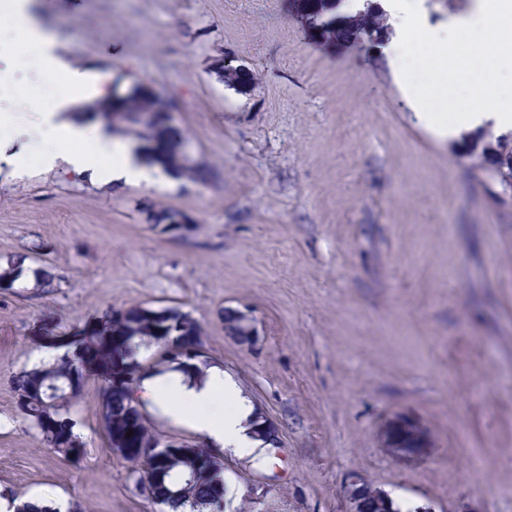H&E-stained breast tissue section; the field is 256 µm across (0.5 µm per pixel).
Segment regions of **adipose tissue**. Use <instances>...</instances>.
Instances as JSON below:
<instances>
[{
	"mask_svg": "<svg viewBox=\"0 0 512 512\" xmlns=\"http://www.w3.org/2000/svg\"><path fill=\"white\" fill-rule=\"evenodd\" d=\"M393 8L397 13L395 32L385 51L392 56L395 82L418 122L441 139L453 135L461 125L512 129V85L507 82L512 76V0H478L472 15L458 21L457 39L467 48L463 56L442 41L411 54L405 41L410 19L401 0H394ZM0 19L26 26L39 50L36 62L45 74L64 68L54 36L37 24L27 0H14L11 11ZM490 58L496 62L492 70L486 66ZM68 75L69 91L51 104L38 105V127L10 116L6 125L21 132L32 130L53 143L92 141L96 153L111 157L112 165L102 170L92 167L84 153L75 152L65 157L74 172L153 186L159 178L157 168L138 162L130 145L114 142L100 128L68 119V111L79 102L107 94L100 77L77 68ZM131 398L133 403L147 404L169 421L187 426L215 452L251 460L262 454L260 442L252 434L253 406L220 367L204 368L202 374L191 378L177 371L144 375Z\"/></svg>",
	"mask_w": 512,
	"mask_h": 512,
	"instance_id": "ef3b65f1",
	"label": "adipose tissue"
}]
</instances>
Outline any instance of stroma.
<instances>
[{"label": "stroma", "mask_w": 512, "mask_h": 512, "mask_svg": "<svg viewBox=\"0 0 512 512\" xmlns=\"http://www.w3.org/2000/svg\"><path fill=\"white\" fill-rule=\"evenodd\" d=\"M423 44L455 43L476 0H421ZM68 66L136 85L187 145L171 185L101 184L65 162L0 172V264L51 286L0 288V498L58 512H159L100 430L99 385L74 406L68 462L21 416L11 380L33 324L178 307L279 429L267 459L225 456L224 512H350L366 484L409 512H512V207L457 143L417 125L383 47L315 37L291 0H29ZM234 55L251 86L225 82ZM174 209L189 229L165 232ZM249 312L259 336L224 331Z\"/></svg>", "instance_id": "1"}]
</instances>
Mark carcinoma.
<instances>
[{
  "label": "carcinoma",
  "mask_w": 512,
  "mask_h": 512,
  "mask_svg": "<svg viewBox=\"0 0 512 512\" xmlns=\"http://www.w3.org/2000/svg\"><path fill=\"white\" fill-rule=\"evenodd\" d=\"M379 0H363L362 8L353 18L356 23L349 28L336 29L332 36L338 42L355 43L361 38H375L382 43L389 34V16ZM139 102L130 98L118 107L101 113L107 128L118 125L141 127V134L155 143L154 151L163 162L177 160L178 147L183 141L180 129L167 124L162 113H154L153 120L145 121L139 115ZM509 139L498 136V151L493 154L470 152L482 173L486 174L500 167H512V153L506 150ZM22 275L21 263L15 259L0 266V286L13 287ZM188 337L179 336L180 326L163 325L158 320L144 316L134 323L122 321L116 310L111 309L79 326L65 331L61 324L52 320H42L35 327L43 340V346L62 349L49 366L23 369L13 375V391L17 397L21 415L34 427L40 429L43 443L63 460H70L72 449L56 439L43 428V419L54 415L61 419H71L69 409L78 401L84 387L90 380L100 383L101 428L107 442H112V434L124 428L123 417L138 405L131 402L129 391L112 389V369L118 365L129 368L134 374L144 366L139 358L141 347H156L155 359L164 357L170 342L185 347L202 343L204 331L199 322L188 318ZM122 339V345L112 347V338ZM137 438L142 448L133 457H126L116 448V456L130 463L133 478L143 471L162 472L156 482V497L166 512H205L218 508L224 500V472L215 468L211 455L204 448L195 449L188 457L174 454L160 460L149 449L153 435L150 429L138 424Z\"/></svg>",
  "instance_id": "carcinoma-1"
}]
</instances>
